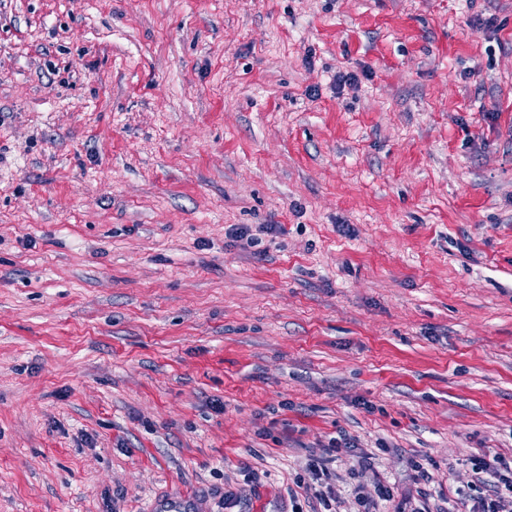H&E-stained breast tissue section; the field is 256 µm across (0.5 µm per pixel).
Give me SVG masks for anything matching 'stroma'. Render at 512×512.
I'll return each mask as SVG.
<instances>
[{
    "instance_id": "obj_1",
    "label": "stroma",
    "mask_w": 512,
    "mask_h": 512,
    "mask_svg": "<svg viewBox=\"0 0 512 512\" xmlns=\"http://www.w3.org/2000/svg\"><path fill=\"white\" fill-rule=\"evenodd\" d=\"M340 435L335 512L512 460V0H0V512H291ZM354 442L351 439L341 436L339 439L332 438L327 446L323 447L321 455H309L305 462V467L313 472L317 478L321 479L320 475H327V464L332 461L333 453L345 451L348 453L355 452ZM393 497L392 488L384 483H378L375 487V496L365 495L363 491L355 492V499L362 510L358 512H377L379 501H389Z\"/></svg>"
}]
</instances>
